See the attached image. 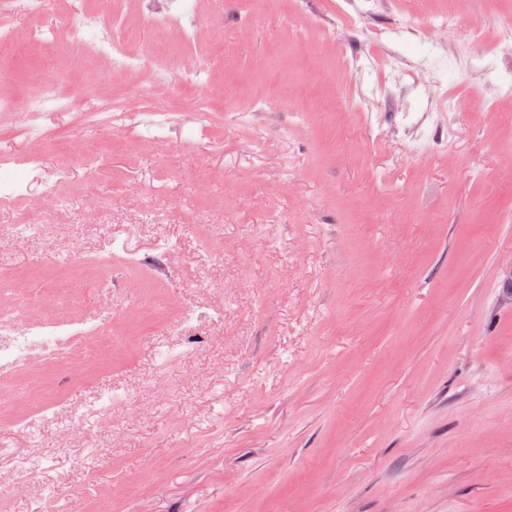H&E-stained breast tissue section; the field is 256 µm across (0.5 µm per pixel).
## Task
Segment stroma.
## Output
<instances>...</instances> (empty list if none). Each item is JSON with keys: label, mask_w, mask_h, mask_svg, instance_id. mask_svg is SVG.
<instances>
[{"label": "stroma", "mask_w": 512, "mask_h": 512, "mask_svg": "<svg viewBox=\"0 0 512 512\" xmlns=\"http://www.w3.org/2000/svg\"><path fill=\"white\" fill-rule=\"evenodd\" d=\"M173 2L123 8L177 67V31L140 25ZM447 7L428 0L407 26L396 0H198L197 48L227 47L197 90L215 132L173 80L138 93L64 39L0 57V97L41 95L37 70L59 83L38 116L0 121L17 199L0 205L4 287L49 256L67 287L28 318L111 319L83 379L50 363L0 384V457L38 451L36 481L0 468L5 512H512V96L495 112L467 99L463 77H497L450 62L432 25ZM3 17L23 42L74 12L0 0ZM117 132L110 170L79 162ZM161 240L163 274L134 264ZM74 252L89 259L76 272ZM187 306L223 318L174 328ZM37 385L137 407L16 423Z\"/></svg>", "instance_id": "obj_1"}]
</instances>
